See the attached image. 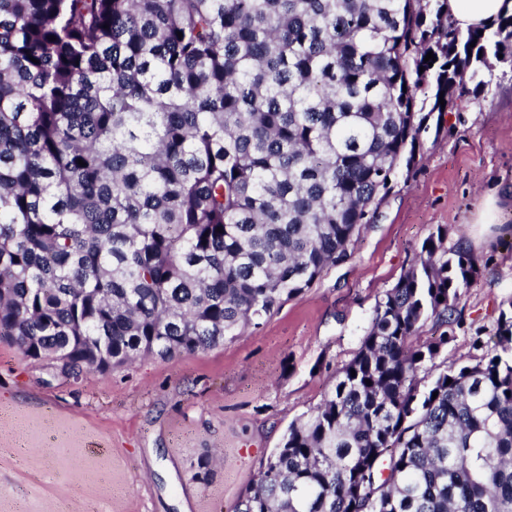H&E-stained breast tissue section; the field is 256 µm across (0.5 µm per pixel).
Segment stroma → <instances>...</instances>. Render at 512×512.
Instances as JSON below:
<instances>
[{
    "label": "stroma",
    "mask_w": 512,
    "mask_h": 512,
    "mask_svg": "<svg viewBox=\"0 0 512 512\" xmlns=\"http://www.w3.org/2000/svg\"><path fill=\"white\" fill-rule=\"evenodd\" d=\"M465 106L453 129L422 134L416 165L399 170L352 258L260 328L76 378L0 336V512H234L440 225L487 263L444 352L468 361L471 333L490 335L512 297V208L482 221L484 200L512 184V58Z\"/></svg>",
    "instance_id": "stroma-1"
}]
</instances>
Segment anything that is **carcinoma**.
Instances as JSON below:
<instances>
[{"label":"carcinoma","instance_id":"obj_1","mask_svg":"<svg viewBox=\"0 0 512 512\" xmlns=\"http://www.w3.org/2000/svg\"><path fill=\"white\" fill-rule=\"evenodd\" d=\"M446 2L0 0V336L67 375L169 359L351 259L432 115L512 55L511 11L463 30ZM447 236L236 512H512V298L440 359L485 269Z\"/></svg>","mask_w":512,"mask_h":512}]
</instances>
